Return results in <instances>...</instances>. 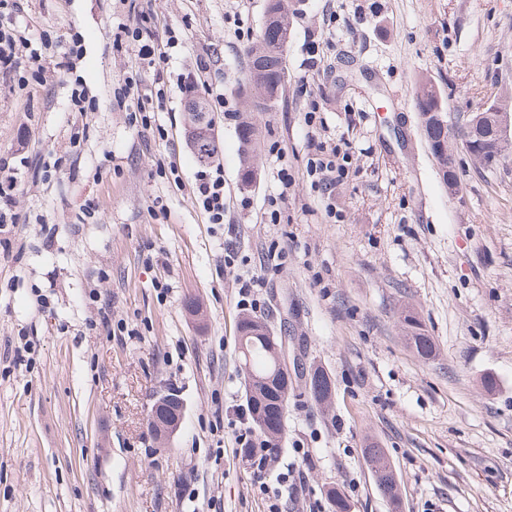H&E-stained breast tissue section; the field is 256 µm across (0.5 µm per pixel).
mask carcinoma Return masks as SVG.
I'll list each match as a JSON object with an SVG mask.
<instances>
[{
	"label": "carcinoma",
	"instance_id": "cac0c4a2",
	"mask_svg": "<svg viewBox=\"0 0 512 512\" xmlns=\"http://www.w3.org/2000/svg\"><path fill=\"white\" fill-rule=\"evenodd\" d=\"M267 16L271 22L288 29V13L284 0H270ZM286 45L275 44L264 34H259L248 47L246 57V83L260 82L266 91V103L257 108L259 112L268 110V103L279 97L284 80V51ZM415 105L418 114L445 111L444 102L435 85L425 79L415 89ZM239 139L244 147L243 170L245 180L252 178L253 145L260 136L258 125L253 120L252 111L245 110L238 123ZM197 159L210 162L218 154L215 139H205L192 144ZM239 356L245 372V392L251 420L272 449L278 447L284 431V413L288 401V383L280 374V367L269 351L266 323L257 316L243 314L238 321ZM402 325L405 335L413 344L417 354L427 359L433 355L432 339L425 333L419 318L407 311ZM310 397L319 404L328 402L332 396L331 381L321 371L311 374L308 386ZM363 455L375 474L387 473L389 480L379 481L378 489L389 504L390 512H400L401 496L391 463L384 451L375 445L363 449Z\"/></svg>",
	"mask_w": 512,
	"mask_h": 512
}]
</instances>
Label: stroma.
<instances>
[{
    "label": "stroma",
    "mask_w": 512,
    "mask_h": 512,
    "mask_svg": "<svg viewBox=\"0 0 512 512\" xmlns=\"http://www.w3.org/2000/svg\"><path fill=\"white\" fill-rule=\"evenodd\" d=\"M287 3L284 86L257 115L247 185L237 113L249 43L224 15L240 9L259 35L267 0H26L44 72L0 73V157L18 177V221L0 224V512H332L331 487L350 512H389L362 455L370 442L394 468L402 512H512V153L487 167L454 139L449 194L414 101L425 77L451 125L494 103L512 110V0ZM141 17L183 37L154 106L161 138L117 97L126 76L154 83L112 49ZM75 74L93 111L71 109ZM208 83L227 106L214 114L220 225L193 203L185 102ZM312 137L347 158L325 194L306 172ZM274 243L286 250L276 267ZM230 251L263 280L257 315L286 337L289 361L333 384L321 406L290 375L261 476L235 452L248 406ZM405 309L431 336L430 359L409 345ZM167 388L185 410L162 445L148 418Z\"/></svg>",
    "instance_id": "obj_1"
}]
</instances>
